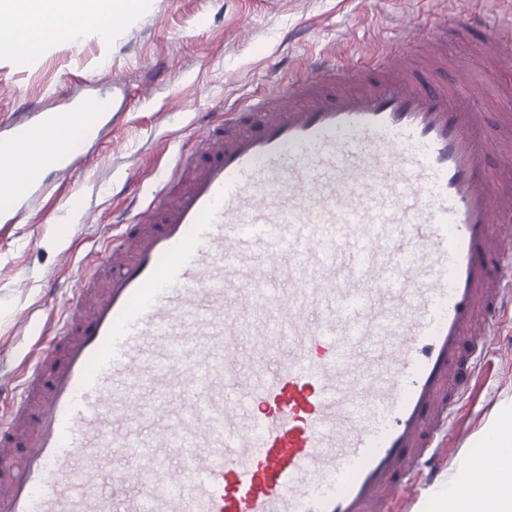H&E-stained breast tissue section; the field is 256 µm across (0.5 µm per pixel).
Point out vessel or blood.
Segmentation results:
<instances>
[{"instance_id":"b4317fda","label":"vessel or blood","mask_w":512,"mask_h":512,"mask_svg":"<svg viewBox=\"0 0 512 512\" xmlns=\"http://www.w3.org/2000/svg\"><path fill=\"white\" fill-rule=\"evenodd\" d=\"M471 45L512 69L511 20ZM447 65L327 56L204 123L0 376V512H390L434 482L512 308V135ZM54 117L1 124L0 165Z\"/></svg>"}]
</instances>
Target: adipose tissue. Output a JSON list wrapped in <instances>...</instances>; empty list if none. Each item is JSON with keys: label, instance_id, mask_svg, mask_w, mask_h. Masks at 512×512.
I'll use <instances>...</instances> for the list:
<instances>
[{"label": "adipose tissue", "instance_id": "1", "mask_svg": "<svg viewBox=\"0 0 512 512\" xmlns=\"http://www.w3.org/2000/svg\"><path fill=\"white\" fill-rule=\"evenodd\" d=\"M106 0H0V18L11 27L0 30V47L12 46L18 62L29 60L49 40L62 36L76 39L83 21L100 19L99 32L111 34L125 9L107 13ZM81 126L59 118L52 126L35 131L23 146L26 165L22 171L0 169V198L20 193L30 177L43 170L49 156L69 153ZM489 448L512 453V404L485 431L461 464L462 478L454 489L434 492L430 512H512V474L487 473L482 457Z\"/></svg>", "mask_w": 512, "mask_h": 512}]
</instances>
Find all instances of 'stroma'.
Returning <instances> with one entry per match:
<instances>
[{"label": "stroma", "instance_id": "35a3bbf8", "mask_svg": "<svg viewBox=\"0 0 512 512\" xmlns=\"http://www.w3.org/2000/svg\"><path fill=\"white\" fill-rule=\"evenodd\" d=\"M435 0H137L102 39L97 24L81 38L56 39L28 64L0 55V120L23 121L34 108L74 95L115 113L95 145L91 166L42 172L51 189L15 224H0V370L23 372L34 345L49 344L50 323L68 294L71 275L99 258L103 234H118L114 210L152 200L200 123L225 105L273 91L311 58L355 55L373 38L425 49ZM471 20L448 35V71L463 69L491 120L512 115V76L494 79L468 52ZM142 177L130 179V168ZM512 318L495 326L489 360L459 413L436 486L461 476L460 464L503 401L512 399Z\"/></svg>", "mask_w": 512, "mask_h": 512}]
</instances>
